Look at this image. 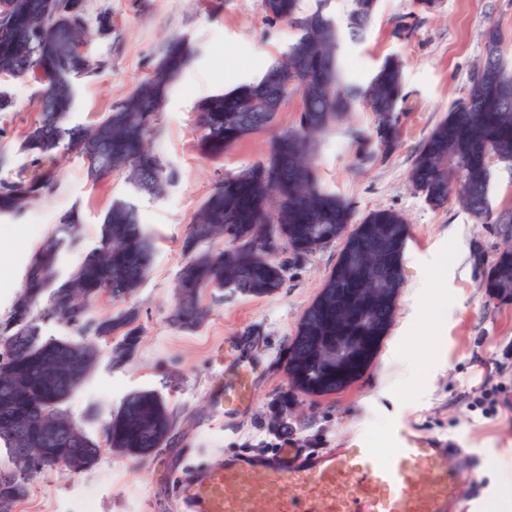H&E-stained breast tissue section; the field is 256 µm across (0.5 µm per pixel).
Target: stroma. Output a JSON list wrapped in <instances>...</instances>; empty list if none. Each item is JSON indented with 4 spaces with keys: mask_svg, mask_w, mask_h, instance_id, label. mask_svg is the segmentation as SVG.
Instances as JSON below:
<instances>
[{
    "mask_svg": "<svg viewBox=\"0 0 512 512\" xmlns=\"http://www.w3.org/2000/svg\"><path fill=\"white\" fill-rule=\"evenodd\" d=\"M89 18L110 10L111 37L91 35L87 48L108 59L102 74L80 80L74 103L77 121L100 119L113 102L149 76L165 41L188 37L194 55L173 82L151 145L175 179L157 196L136 193L125 173L92 183L76 153L59 155L53 191L21 215L0 219L8 239L0 247L10 260L0 266V315L21 287L32 252L51 238L60 218L79 211V244L61 251L60 276L70 273L98 240L102 217L113 200L133 202L156 254L152 269L127 301L98 296L90 317L105 318L125 307L139 310L142 336L127 364L109 363L107 341L99 361L69 398L72 419L92 438L101 422H89V407L117 410L135 389L158 392L174 409L177 424L169 445L145 459L103 451L91 470L75 474L58 465L38 474L14 512H77L94 491L91 512H178L175 490L183 470L239 452H264L284 442L303 448L341 447L356 435L381 445L396 422L442 440L460 442L479 454L484 512H503L499 467L512 470V406L489 416L484 403L493 387L512 399V305L488 301L481 257L504 242L497 225L478 223L458 201L430 206L413 189L408 173L415 156L451 103L464 96L484 53L485 35L498 29L512 57V0H443L422 12L415 0H379L364 37L343 41L339 59L349 81L367 83L390 55L403 63L404 116L401 143L382 162L359 169L342 132L329 135L319 155L326 188L352 206L355 219L389 208L409 225L403 256L404 283L393 324L371 367L347 389L309 397L291 393L283 354L303 311L336 264L341 243L317 250L289 266L284 287L269 297L204 292L207 314L193 331L172 326L176 280L183 262L181 241L214 182L261 159L270 133L254 134L223 157L207 159L196 147L194 106L225 87L258 78L292 37L284 24L269 23L260 0H86ZM33 81L12 82L11 111L0 112V149L13 156V170L27 159L19 137L38 116ZM250 364L252 397L228 415L217 400L224 386L226 342Z\"/></svg>",
    "mask_w": 512,
    "mask_h": 512,
    "instance_id": "obj_1",
    "label": "stroma"
}]
</instances>
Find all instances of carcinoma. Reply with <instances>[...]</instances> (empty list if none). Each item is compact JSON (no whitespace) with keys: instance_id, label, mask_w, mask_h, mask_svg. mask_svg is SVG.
I'll return each mask as SVG.
<instances>
[{"instance_id":"cac0c4a2","label":"carcinoma","mask_w":512,"mask_h":512,"mask_svg":"<svg viewBox=\"0 0 512 512\" xmlns=\"http://www.w3.org/2000/svg\"><path fill=\"white\" fill-rule=\"evenodd\" d=\"M318 0L310 13L300 0H261L265 19L283 23L295 35L280 59L256 82L200 100L194 107L201 154L217 159L250 136L274 128L278 113L260 111L271 87L301 95L293 126L270 141L267 156L218 179L183 237V263L170 321L183 331L196 329L204 310L202 293L228 290L268 297L285 284L288 251L297 263L337 240L343 241L336 265L303 312L286 352L285 370L292 390L322 397L342 391L367 369L393 323L403 286V254L409 237L405 219L392 209L370 211L354 223L351 205L326 190L317 160L321 138L338 127L356 148L360 165L391 153L400 141L402 62L385 58L366 85L345 79L338 63L343 36L361 39L377 10V0H352L345 28ZM85 0H0V75L23 82L43 73L40 113L27 128L19 151L31 173L20 170L0 178V216L13 215L50 193L56 184L55 161L75 151L88 177L101 181L128 172L140 193L160 194L174 179L150 146L172 82L188 64V39L173 38L151 75L112 105L93 125L73 121L76 84L98 74L105 61L87 50ZM373 115L370 127L346 124L356 106ZM512 167V66L499 33L491 29L482 61L467 94L455 101L419 150L409 172L414 189L433 207L456 198L480 223L500 224L512 236V210L494 214L490 200V158ZM82 224L68 212L53 240L37 248L23 284L7 314L0 316V443L9 455L16 448H39L22 466L0 468V512H13L27 494L28 482L64 461L87 471L101 456L98 441L79 430L81 442L52 443L49 405L67 414L65 403L95 368L99 348L93 341L45 339L42 324L56 322L80 336L113 340L111 365L127 363L141 336L139 312L119 311L104 319L88 317L94 299L131 297L144 283L154 261V244L136 206L112 201L101 221L98 243L83 254L64 280L57 276L63 240H73ZM224 240V247L212 243ZM361 257L353 267L348 256ZM489 300L512 304V243L495 252L484 270ZM341 340L350 352L339 368H326L328 348ZM176 426L174 411L157 392L128 393L103 425L110 448L147 458L167 445Z\"/></svg>"}]
</instances>
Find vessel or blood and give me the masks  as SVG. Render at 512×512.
<instances>
[{
  "mask_svg": "<svg viewBox=\"0 0 512 512\" xmlns=\"http://www.w3.org/2000/svg\"><path fill=\"white\" fill-rule=\"evenodd\" d=\"M236 372L228 413L250 396V370ZM479 482L470 449L401 427L380 448L357 439L318 454L223 458L190 470L176 497L179 512H466L463 492Z\"/></svg>",
  "mask_w": 512,
  "mask_h": 512,
  "instance_id": "obj_1",
  "label": "vessel or blood"
}]
</instances>
